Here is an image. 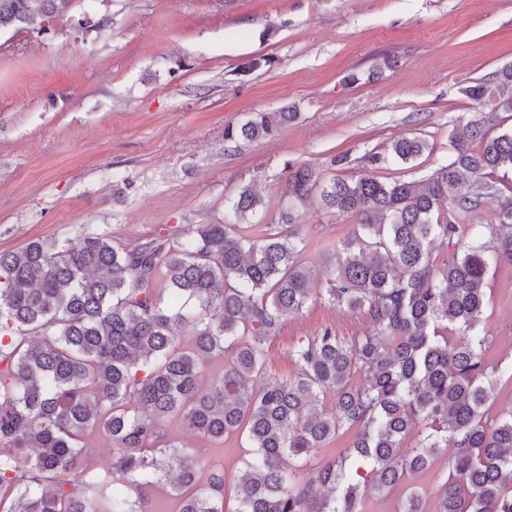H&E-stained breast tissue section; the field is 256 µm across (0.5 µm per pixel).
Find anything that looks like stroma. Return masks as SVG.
<instances>
[{
    "mask_svg": "<svg viewBox=\"0 0 512 512\" xmlns=\"http://www.w3.org/2000/svg\"><path fill=\"white\" fill-rule=\"evenodd\" d=\"M87 14L111 23L79 32ZM51 24L0 33V251L83 224L124 245L216 224L248 184L263 199L248 228L259 237L288 204L289 164L325 181L425 182L450 160L458 119L483 116L464 88L512 65V0H72ZM285 107L296 117L272 136L225 143L228 123ZM414 136L430 145L421 158L371 163ZM295 211L313 296L267 345L278 375L294 373L299 338L366 326L320 299L353 217L316 198ZM485 291L477 332L512 365V266L491 264ZM170 435L202 449L233 495L245 440L215 444L177 418Z\"/></svg>",
    "mask_w": 512,
    "mask_h": 512,
    "instance_id": "stroma-1",
    "label": "stroma"
}]
</instances>
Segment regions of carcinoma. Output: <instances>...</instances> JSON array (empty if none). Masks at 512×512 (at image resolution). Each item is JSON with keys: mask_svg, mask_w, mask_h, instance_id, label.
Here are the masks:
<instances>
[{"mask_svg": "<svg viewBox=\"0 0 512 512\" xmlns=\"http://www.w3.org/2000/svg\"><path fill=\"white\" fill-rule=\"evenodd\" d=\"M71 2L0 0V31ZM463 94L512 112V66ZM275 116L229 123L224 141L269 136L294 113ZM450 140L452 159L424 184L363 177L323 187L324 205L356 224L329 259L322 299L367 327L299 339L289 377L268 373L266 345L310 299L298 259L306 242L288 206L261 238L244 234L262 203L249 185L230 201L229 224L127 246L87 224L73 240L0 251V512H146L147 489L160 484L179 512H363L369 492L387 496L429 473L432 510L411 490L399 512H512V411L486 408L512 366L490 360L489 338L475 333L489 261L512 265V130L460 121ZM429 150L401 138L371 162ZM318 186L312 170L287 166L291 201ZM486 204L489 244L466 240L460 219ZM437 238L453 247L440 264ZM213 359L223 367L205 383L201 366ZM175 417L208 440L246 439L234 510L224 471L202 478L195 450L171 439ZM91 432L112 443L106 470L88 463ZM347 433L346 447L320 457ZM444 452V471L432 472Z\"/></svg>", "mask_w": 512, "mask_h": 512, "instance_id": "obj_1", "label": "carcinoma"}]
</instances>
